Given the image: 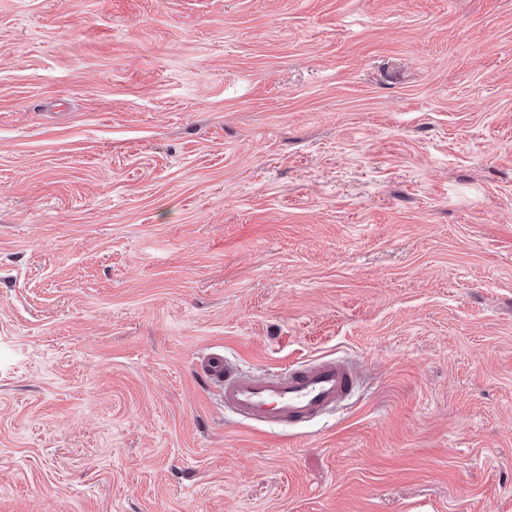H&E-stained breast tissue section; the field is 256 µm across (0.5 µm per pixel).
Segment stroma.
<instances>
[{
	"label": "stroma",
	"instance_id": "35a3bbf8",
	"mask_svg": "<svg viewBox=\"0 0 512 512\" xmlns=\"http://www.w3.org/2000/svg\"><path fill=\"white\" fill-rule=\"evenodd\" d=\"M0 512H512V0H0ZM199 367L219 391L224 408L246 422L310 421L348 399L360 382L358 364L341 358L253 375L240 372L224 351L215 350Z\"/></svg>",
	"mask_w": 512,
	"mask_h": 512
}]
</instances>
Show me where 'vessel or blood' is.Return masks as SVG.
Masks as SVG:
<instances>
[{
  "instance_id": "obj_1",
  "label": "vessel or blood",
  "mask_w": 512,
  "mask_h": 512,
  "mask_svg": "<svg viewBox=\"0 0 512 512\" xmlns=\"http://www.w3.org/2000/svg\"><path fill=\"white\" fill-rule=\"evenodd\" d=\"M200 368L225 409L246 422L310 421L348 399L360 382L358 364L341 358L253 375L240 372L223 351L215 350L201 360Z\"/></svg>"
}]
</instances>
